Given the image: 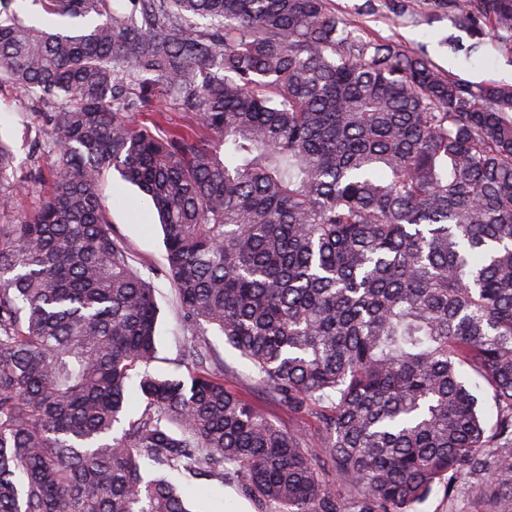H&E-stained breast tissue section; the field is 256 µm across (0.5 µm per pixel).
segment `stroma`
<instances>
[{
	"label": "stroma",
	"instance_id": "1",
	"mask_svg": "<svg viewBox=\"0 0 512 512\" xmlns=\"http://www.w3.org/2000/svg\"><path fill=\"white\" fill-rule=\"evenodd\" d=\"M415 13L396 16L387 8L388 0H334L337 13L346 22L363 29L366 36L398 40L407 46L425 47L433 61L443 70L462 78L481 82L512 84V55L499 51L494 41H487L480 54L464 51L471 41L468 32L454 27L447 12H433L432 0H418ZM0 136L16 154L18 177L25 187L15 198L13 211L0 215V224L13 223L17 214L36 207L47 189L55 158L35 149L38 129L32 108L22 93L9 84L0 85ZM102 194L110 201L112 228L130 247L133 265L149 278L155 288L160 310L158 320L159 354L153 364L162 373L186 372L183 361L190 344L177 294L172 282L160 276L164 263L163 234L156 214L141 210L138 189L119 178H108ZM205 341L225 374L234 376L236 390L266 413L284 430L316 436L318 423L309 416L288 412L252 389L248 378L252 368L239 353L225 344L223 336L208 332ZM196 512H259L255 502L238 483L220 482L200 475L185 482Z\"/></svg>",
	"mask_w": 512,
	"mask_h": 512
}]
</instances>
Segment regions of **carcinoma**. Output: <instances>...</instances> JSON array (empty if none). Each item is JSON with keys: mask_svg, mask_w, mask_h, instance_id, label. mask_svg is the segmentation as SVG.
Segmentation results:
<instances>
[{"mask_svg": "<svg viewBox=\"0 0 512 512\" xmlns=\"http://www.w3.org/2000/svg\"><path fill=\"white\" fill-rule=\"evenodd\" d=\"M16 2L0 82L55 166L0 224V512H191L175 472L260 512H419L461 485L512 512V84L364 38L331 0H32L74 31ZM433 6L468 54H512V0ZM171 100L188 126L130 120ZM110 171L161 218L186 377L148 370L158 306L102 202ZM15 172L0 138L2 212ZM209 328L316 438L224 383Z\"/></svg>", "mask_w": 512, "mask_h": 512, "instance_id": "1", "label": "carcinoma"}]
</instances>
